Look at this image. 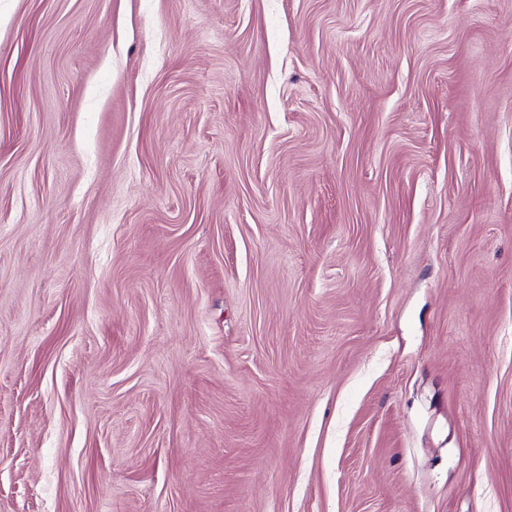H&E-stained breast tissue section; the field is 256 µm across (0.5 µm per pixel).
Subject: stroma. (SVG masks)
<instances>
[{
  "label": "stroma",
  "instance_id": "35a3bbf8",
  "mask_svg": "<svg viewBox=\"0 0 512 512\" xmlns=\"http://www.w3.org/2000/svg\"><path fill=\"white\" fill-rule=\"evenodd\" d=\"M0 512H512V0H0Z\"/></svg>",
  "mask_w": 512,
  "mask_h": 512
}]
</instances>
